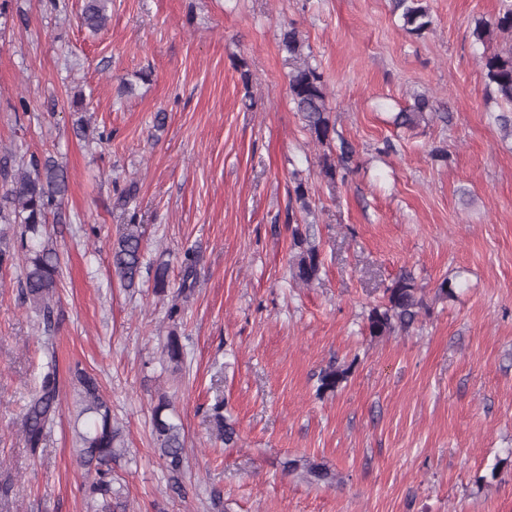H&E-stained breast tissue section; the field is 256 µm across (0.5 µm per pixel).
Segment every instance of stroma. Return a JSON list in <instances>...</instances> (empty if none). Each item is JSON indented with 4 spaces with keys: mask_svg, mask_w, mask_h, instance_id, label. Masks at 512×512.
<instances>
[{
    "mask_svg": "<svg viewBox=\"0 0 512 512\" xmlns=\"http://www.w3.org/2000/svg\"><path fill=\"white\" fill-rule=\"evenodd\" d=\"M428 4L423 38L397 27L390 0H111L93 35L83 0H0V157L47 158L68 176L49 217L63 412L34 454L19 422L44 329L19 296V267L0 269V512H90L73 452L78 368L122 430L114 471L129 512H512V143L471 36L500 0ZM287 24L357 151L333 187L289 104ZM421 93L448 121L394 125ZM387 139L394 151L379 154ZM295 171L311 187L300 227L322 259L308 287L289 271ZM131 183L126 209L117 190ZM132 218L146 262L168 261L173 283L183 250L199 255L178 322L149 284L128 291L112 275V241ZM404 270L425 311L409 332L370 336L369 311ZM445 280L453 297L438 294ZM173 329L187 348L178 373L160 365ZM331 364L347 376L318 393ZM162 393L184 427L182 496L151 435ZM219 399L232 448L213 427ZM291 459L336 483L288 473Z\"/></svg>",
    "mask_w": 512,
    "mask_h": 512,
    "instance_id": "stroma-1",
    "label": "stroma"
}]
</instances>
